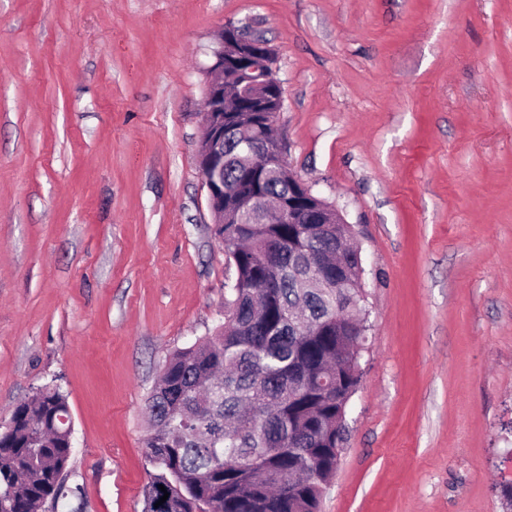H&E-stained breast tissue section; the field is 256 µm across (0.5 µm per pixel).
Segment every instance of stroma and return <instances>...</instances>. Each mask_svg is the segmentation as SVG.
Listing matches in <instances>:
<instances>
[{
	"mask_svg": "<svg viewBox=\"0 0 512 512\" xmlns=\"http://www.w3.org/2000/svg\"><path fill=\"white\" fill-rule=\"evenodd\" d=\"M229 23L364 268L320 512H512V0H0V426L61 386L75 512H143L146 400L224 318L198 148Z\"/></svg>",
	"mask_w": 512,
	"mask_h": 512,
	"instance_id": "1",
	"label": "stroma"
}]
</instances>
